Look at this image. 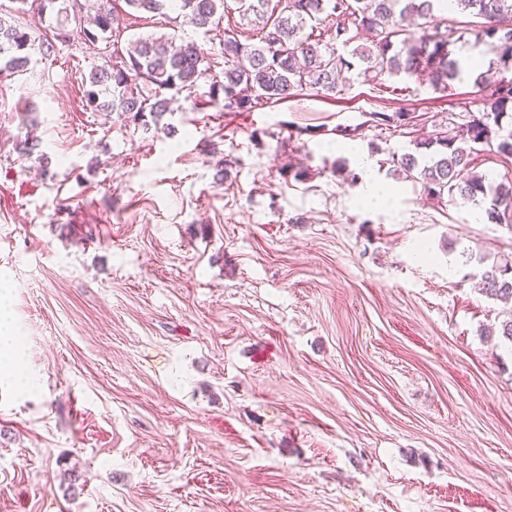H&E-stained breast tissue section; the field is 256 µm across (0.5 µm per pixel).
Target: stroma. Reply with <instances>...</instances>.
I'll return each mask as SVG.
<instances>
[{
	"label": "stroma",
	"mask_w": 512,
	"mask_h": 512,
	"mask_svg": "<svg viewBox=\"0 0 512 512\" xmlns=\"http://www.w3.org/2000/svg\"><path fill=\"white\" fill-rule=\"evenodd\" d=\"M69 31L0 75V301L35 381L0 379V512H512V307L477 288L512 231L394 175L413 137L373 118L433 132L482 112L471 82L136 130L84 109L103 58ZM147 35L224 68L221 32L126 17Z\"/></svg>",
	"instance_id": "35a3bbf8"
}]
</instances>
